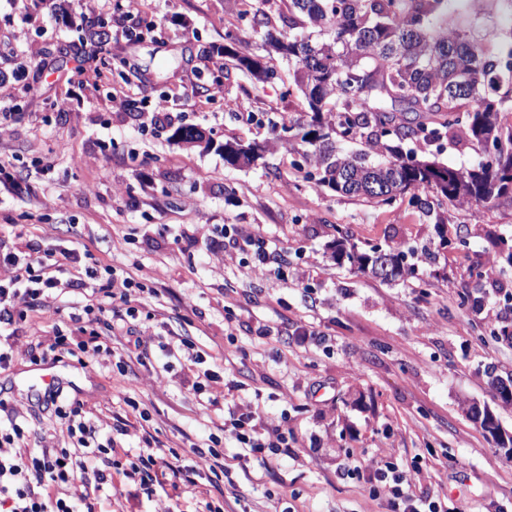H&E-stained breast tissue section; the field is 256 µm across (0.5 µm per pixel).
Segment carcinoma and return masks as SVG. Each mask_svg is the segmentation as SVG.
I'll return each mask as SVG.
<instances>
[{
  "instance_id": "obj_1",
  "label": "carcinoma",
  "mask_w": 512,
  "mask_h": 512,
  "mask_svg": "<svg viewBox=\"0 0 512 512\" xmlns=\"http://www.w3.org/2000/svg\"><path fill=\"white\" fill-rule=\"evenodd\" d=\"M237 16L261 33L268 56L295 62L293 86L309 120L282 126L288 146L302 151L309 179L339 195L389 205L410 195L422 216L442 226L448 205L493 208L512 202V26L480 37L453 16L507 11L512 0H384L381 13L365 0H290L288 32L270 26L254 0H235ZM107 23L78 26L65 54L102 70L121 71L105 49ZM242 68L265 69V57L242 46L233 31L211 46ZM187 145L204 135L195 126L173 133ZM471 150L475 162L438 161L443 144ZM336 263L385 283L412 273L406 250L361 248L336 229Z\"/></svg>"
}]
</instances>
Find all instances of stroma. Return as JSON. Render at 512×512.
Segmentation results:
<instances>
[{"instance_id":"obj_1","label":"stroma","mask_w":512,"mask_h":512,"mask_svg":"<svg viewBox=\"0 0 512 512\" xmlns=\"http://www.w3.org/2000/svg\"><path fill=\"white\" fill-rule=\"evenodd\" d=\"M114 4L99 0L96 14L111 23L109 49L137 74L129 83L78 73L77 61L60 56L77 36L78 5L65 18L59 0H0V70L13 113L0 136L10 181L0 186V255L81 253L18 324L13 361L0 371L14 410L44 444L70 446L66 426L34 395L42 375L62 377L102 438L132 454L148 435L164 448L204 444L230 412L261 405L260 428L287 426L291 454L268 470L224 437V512H388L366 477L343 475L376 454L413 493L453 512H512V460L466 414L471 404L489 408L512 434V405L485 373L512 376V340L489 336L512 324V266L489 243L512 237V205L452 206L439 228L409 196L375 205L317 186L280 140L283 117H303L289 89L293 64L276 59L277 78L256 85L204 57L229 28L262 51L231 0H140L120 13ZM140 18L157 29L136 40L129 31ZM43 48L40 68L32 57ZM162 94L167 119L154 112ZM180 125L203 129L211 145L174 141ZM234 139L267 144L263 164H225L223 145ZM340 227L364 248L427 245L433 255L399 282L367 278L334 263ZM258 240L276 254V271L241 267ZM478 271L495 285L476 288ZM128 273L137 284L115 305L125 332L102 331L107 353L85 366L70 356L33 361L56 333L81 342L85 307ZM132 335L147 355L123 376ZM181 338L202 363L165 351ZM207 369L219 380L204 381ZM98 500L103 512H193L196 495L169 488L117 502L103 491Z\"/></svg>"}]
</instances>
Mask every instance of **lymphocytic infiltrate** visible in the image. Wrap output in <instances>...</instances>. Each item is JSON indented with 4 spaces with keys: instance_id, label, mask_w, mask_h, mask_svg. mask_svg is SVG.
<instances>
[{
    "instance_id": "f902f5d3",
    "label": "lymphocytic infiltrate",
    "mask_w": 512,
    "mask_h": 512,
    "mask_svg": "<svg viewBox=\"0 0 512 512\" xmlns=\"http://www.w3.org/2000/svg\"><path fill=\"white\" fill-rule=\"evenodd\" d=\"M6 273L0 277V370L9 368L16 336L14 325L27 312L37 310L48 290L58 281L46 273L47 262L40 256L9 257ZM55 417L67 424L72 437L68 448H47L31 441L27 427L5 400L0 399V512H95L91 501L74 503L60 497L67 485L82 483L94 490L110 486L112 498L122 497L112 484L113 459L119 451L113 443L98 440L99 429L85 418L83 403L57 391L46 399ZM259 409L230 414L224 431L234 438L246 455L262 466L288 455V432L267 435L255 424ZM368 471L373 495H385L393 512H445L442 501L420 498L402 488V478L391 461L373 456L363 464ZM123 473L137 488L150 491L165 485L195 489L199 485L197 464L188 463L176 448L146 446L130 460Z\"/></svg>"
}]
</instances>
